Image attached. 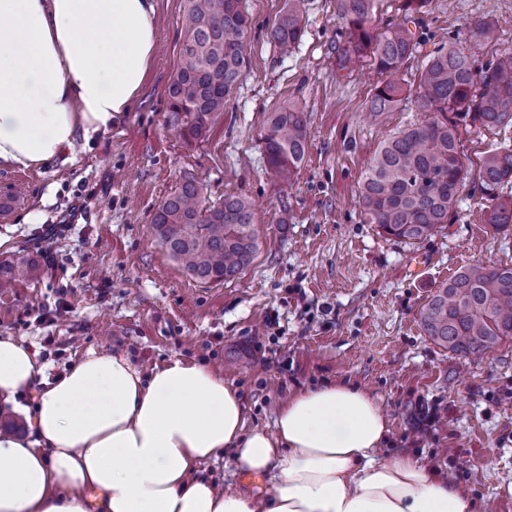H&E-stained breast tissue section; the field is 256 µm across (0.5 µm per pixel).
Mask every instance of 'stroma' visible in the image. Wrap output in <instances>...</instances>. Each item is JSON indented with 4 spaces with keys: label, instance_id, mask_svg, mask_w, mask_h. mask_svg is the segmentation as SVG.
<instances>
[{
    "label": "stroma",
    "instance_id": "stroma-1",
    "mask_svg": "<svg viewBox=\"0 0 512 512\" xmlns=\"http://www.w3.org/2000/svg\"><path fill=\"white\" fill-rule=\"evenodd\" d=\"M283 5L246 0L247 68L206 141L185 145L164 125L185 3L158 0L160 51L134 111L68 162L25 176L0 166V199L14 201L0 217V260L39 270L0 290V336L26 339L52 378L91 349L126 354L143 371L196 360L238 389L251 428L271 427L298 391L351 383L388 413L385 456L418 458L485 512H512V343L474 363L433 344L419 320L460 267L512 264V230L481 224L486 203L472 179L448 223L413 245L363 223L357 204L380 143L422 117L418 74L441 33L485 19L496 35L477 61L512 53V0H434L400 71L407 98L378 124L365 117L377 80L368 62L337 75L333 47L346 32L336 0H307L303 40L288 55L267 37ZM288 102L306 112L309 141L282 186L259 133ZM186 177L210 200L256 204L259 250L234 280H191L153 241L155 208Z\"/></svg>",
    "mask_w": 512,
    "mask_h": 512
}]
</instances>
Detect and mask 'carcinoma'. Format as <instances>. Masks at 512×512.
<instances>
[{
	"instance_id": "obj_1",
	"label": "carcinoma",
	"mask_w": 512,
	"mask_h": 512,
	"mask_svg": "<svg viewBox=\"0 0 512 512\" xmlns=\"http://www.w3.org/2000/svg\"><path fill=\"white\" fill-rule=\"evenodd\" d=\"M380 0H337L349 36L337 48L336 69L364 59L387 79L378 83L369 115L381 120L402 103L396 75L419 42L409 24L432 0H403L400 20L376 26ZM305 0H285L267 32L282 52L301 41ZM249 15L243 0H186L183 38L168 87L166 128L191 146L208 138L239 85L246 58ZM492 32L489 21L469 29L475 48ZM418 100L423 119L398 131L378 148L359 189L364 221L380 233L416 242L448 223V213L468 172L460 130L512 129V53L495 55L481 69L471 57L442 42L421 69ZM261 141L273 177L290 184L305 159L308 123L303 109L283 105L268 113ZM488 201L482 223L499 232L512 226V140L487 152L479 171ZM253 205L242 196L211 202L186 179L164 197L150 223L156 242L183 273L199 283L238 277L259 249ZM34 263L0 261V288L35 278ZM420 322L432 342L462 357H480L512 342V266L472 264L442 282L422 307Z\"/></svg>"
}]
</instances>
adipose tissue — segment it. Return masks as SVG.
Returning <instances> with one entry per match:
<instances>
[{"instance_id": "1", "label": "adipose tissue", "mask_w": 512, "mask_h": 512, "mask_svg": "<svg viewBox=\"0 0 512 512\" xmlns=\"http://www.w3.org/2000/svg\"><path fill=\"white\" fill-rule=\"evenodd\" d=\"M154 0H0V165L38 168L132 111L159 35ZM37 352L0 336V512H476L462 488L378 450L389 421L344 382L292 395L271 428H247L238 390L175 358L143 372L88 351L48 380ZM35 390V405L17 397ZM228 458L260 477L247 496L202 476Z\"/></svg>"}]
</instances>
